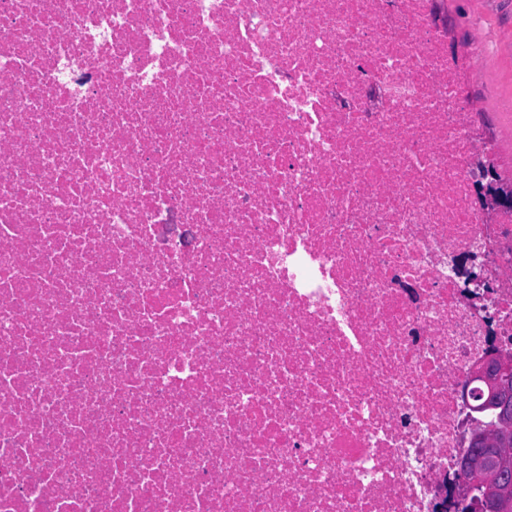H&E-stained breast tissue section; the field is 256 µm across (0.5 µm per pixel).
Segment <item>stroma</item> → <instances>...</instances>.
Wrapping results in <instances>:
<instances>
[{
	"label": "stroma",
	"instance_id": "obj_1",
	"mask_svg": "<svg viewBox=\"0 0 512 512\" xmlns=\"http://www.w3.org/2000/svg\"><path fill=\"white\" fill-rule=\"evenodd\" d=\"M455 40L480 36L487 53L471 83L477 119L499 144L512 177V0H447Z\"/></svg>",
	"mask_w": 512,
	"mask_h": 512
}]
</instances>
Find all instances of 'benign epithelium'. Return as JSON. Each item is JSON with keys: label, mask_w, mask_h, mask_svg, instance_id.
I'll use <instances>...</instances> for the list:
<instances>
[{"label": "benign epithelium", "mask_w": 512, "mask_h": 512, "mask_svg": "<svg viewBox=\"0 0 512 512\" xmlns=\"http://www.w3.org/2000/svg\"><path fill=\"white\" fill-rule=\"evenodd\" d=\"M478 193L487 214L494 217L512 211V182L502 178L490 163L474 168ZM475 376L487 386L494 400L478 408L490 411L485 428H467L470 450L457 461L459 497L470 500L477 512H512V358L491 356L477 367Z\"/></svg>", "instance_id": "obj_1"}]
</instances>
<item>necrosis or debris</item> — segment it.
Wrapping results in <instances>:
<instances>
[{
	"mask_svg": "<svg viewBox=\"0 0 512 512\" xmlns=\"http://www.w3.org/2000/svg\"><path fill=\"white\" fill-rule=\"evenodd\" d=\"M445 16L0 0V512H457L512 214ZM478 193L490 217L512 211V180L502 178L490 163L478 162L474 168Z\"/></svg>",
	"mask_w": 512,
	"mask_h": 512,
	"instance_id": "4bbe7bcc",
	"label": "necrosis or debris"
}]
</instances>
